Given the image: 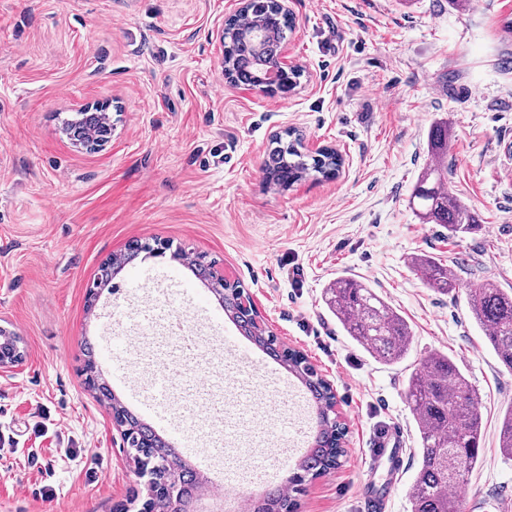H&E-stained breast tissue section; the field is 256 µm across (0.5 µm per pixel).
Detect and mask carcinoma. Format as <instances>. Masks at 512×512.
Returning <instances> with one entry per match:
<instances>
[{"mask_svg": "<svg viewBox=\"0 0 512 512\" xmlns=\"http://www.w3.org/2000/svg\"><path fill=\"white\" fill-rule=\"evenodd\" d=\"M243 28L263 29L267 33L264 57L275 64L282 46L292 31V19L281 14L263 0V4L227 21L224 29V60L237 84L258 82L259 69L255 46L242 37ZM91 112H78L65 122L72 139L89 141L87 133L96 128L95 142L111 136L109 118ZM452 133L446 121L436 122L429 133L430 162L421 172L409 199L411 209L424 224H438L448 236L469 234L479 228L475 212L448 190V143ZM341 162L333 151L307 157L297 149V142H280L265 162L270 182L287 188L314 172L324 176L339 171ZM154 253L148 244L112 256V264L100 270V279L108 281L114 269L132 261L139 253ZM412 267L436 292L448 294L456 290L458 278L450 267L434 258L417 255ZM226 314L239 332L266 352L295 376L307 389L316 408L317 425L308 450L294 464L288 477L292 486H301L339 465L345 453L343 439L346 427L334 419L336 396L314 370L286 347L260 328L253 317L239 306L235 288H213ZM469 311L486 334L501 365L512 371V290L486 282L467 295ZM325 304L336 317L343 332L372 358L385 365H395L407 355L412 334L406 320L373 288L363 281L340 276L325 291ZM84 371L88 384L96 387L102 399L112 402V413L125 423L129 440L135 445L133 455L145 464L172 460L175 478L189 490L201 482L200 474L165 438L141 416L123 406L104 382L99 381L94 352L87 347ZM406 396L417 431L418 469L410 486L412 512H462L461 500L452 488L464 483L481 458L482 415L475 390L448 354L437 351L422 358L407 380ZM500 449L512 457V408L503 417ZM251 512H297L296 500L283 493L278 485L252 502Z\"/></svg>", "mask_w": 512, "mask_h": 512, "instance_id": "obj_1", "label": "carcinoma"}]
</instances>
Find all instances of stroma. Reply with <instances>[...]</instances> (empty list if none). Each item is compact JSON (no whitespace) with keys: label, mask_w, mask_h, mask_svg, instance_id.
<instances>
[{"label":"stroma","mask_w":512,"mask_h":512,"mask_svg":"<svg viewBox=\"0 0 512 512\" xmlns=\"http://www.w3.org/2000/svg\"><path fill=\"white\" fill-rule=\"evenodd\" d=\"M241 5L0 0V327L24 350L23 363L0 374V512H115L144 489L83 366L86 346L111 345V358L96 360L102 378L131 410L150 404V370L126 382L113 371L157 345L155 321L130 317L147 304L200 332L192 365L165 364L177 376L169 422L195 443V469L209 476L253 446L238 426L237 381L201 396L188 388L225 357V337L249 344L189 266L202 254L336 392L345 454L306 482L297 512H361L369 448L385 426L402 431L407 450L386 512H410L418 460L406 382L438 350L480 399L483 454L464 510L512 512V459L499 448L512 371L467 306L484 282L512 289V0L466 10L449 0H288L284 47L303 74L286 95L226 82L220 34ZM87 106L112 122L110 141L91 152L63 129ZM441 119L452 129L450 190L480 218L459 238L421 223L408 204ZM294 139L339 152L340 171L285 190L270 183V149ZM160 239L170 251L130 262L88 301L112 255ZM417 255L449 265L456 291H433L411 266ZM339 276L365 281L405 318L412 344L401 363L381 364L345 336L324 303ZM210 399L227 411L206 441L196 429L211 422ZM267 414L269 444L315 422L291 392L268 398Z\"/></svg>","instance_id":"stroma-1"}]
</instances>
